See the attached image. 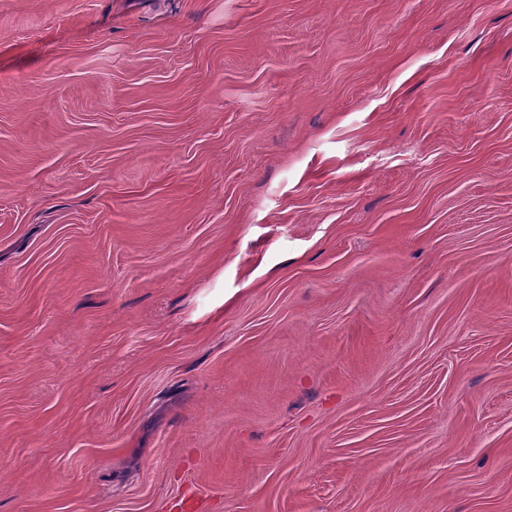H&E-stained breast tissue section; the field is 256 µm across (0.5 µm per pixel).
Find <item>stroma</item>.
Here are the masks:
<instances>
[{"label":"stroma","mask_w":512,"mask_h":512,"mask_svg":"<svg viewBox=\"0 0 512 512\" xmlns=\"http://www.w3.org/2000/svg\"><path fill=\"white\" fill-rule=\"evenodd\" d=\"M512 512V0H0V512Z\"/></svg>","instance_id":"1"}]
</instances>
